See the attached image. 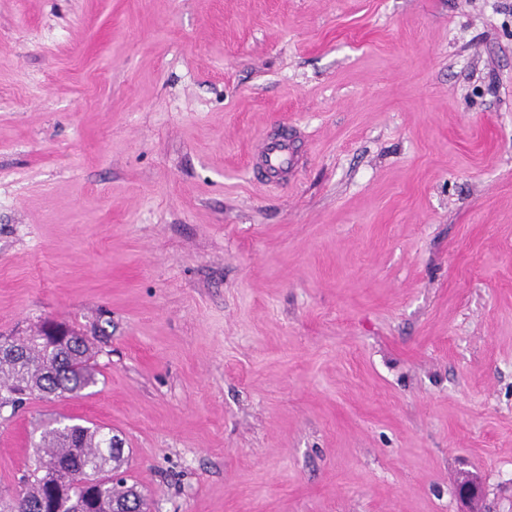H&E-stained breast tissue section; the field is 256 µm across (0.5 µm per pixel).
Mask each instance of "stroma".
<instances>
[{"label": "stroma", "instance_id": "stroma-1", "mask_svg": "<svg viewBox=\"0 0 512 512\" xmlns=\"http://www.w3.org/2000/svg\"><path fill=\"white\" fill-rule=\"evenodd\" d=\"M47 320L98 383L0 408L2 490L69 416L151 512H512V0H0V335ZM292 155L288 144V137H264L254 151V158H258V171L266 177L285 180L291 168H288V156Z\"/></svg>", "mask_w": 512, "mask_h": 512}]
</instances>
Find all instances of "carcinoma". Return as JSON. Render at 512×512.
<instances>
[{"instance_id":"carcinoma-1","label":"carcinoma","mask_w":512,"mask_h":512,"mask_svg":"<svg viewBox=\"0 0 512 512\" xmlns=\"http://www.w3.org/2000/svg\"><path fill=\"white\" fill-rule=\"evenodd\" d=\"M0 354V407L30 396L75 397L97 384L88 340H55L39 333L10 342ZM31 462L14 495L0 492V512H146L144 500L121 471L124 448L102 426L43 425Z\"/></svg>"}]
</instances>
